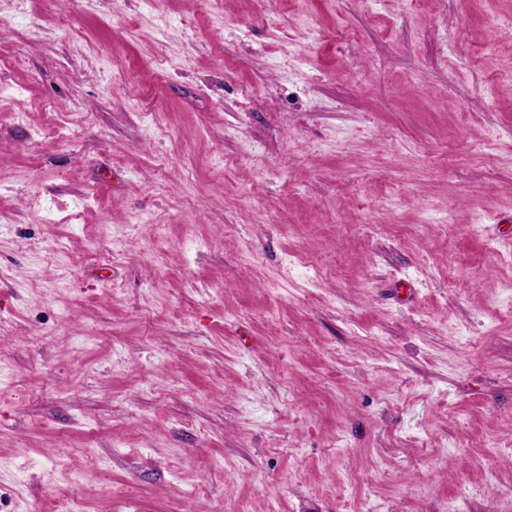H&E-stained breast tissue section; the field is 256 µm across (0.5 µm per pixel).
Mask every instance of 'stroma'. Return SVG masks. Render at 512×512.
Returning <instances> with one entry per match:
<instances>
[{
    "mask_svg": "<svg viewBox=\"0 0 512 512\" xmlns=\"http://www.w3.org/2000/svg\"><path fill=\"white\" fill-rule=\"evenodd\" d=\"M512 0H0V512H512Z\"/></svg>",
    "mask_w": 512,
    "mask_h": 512,
    "instance_id": "obj_1",
    "label": "stroma"
}]
</instances>
